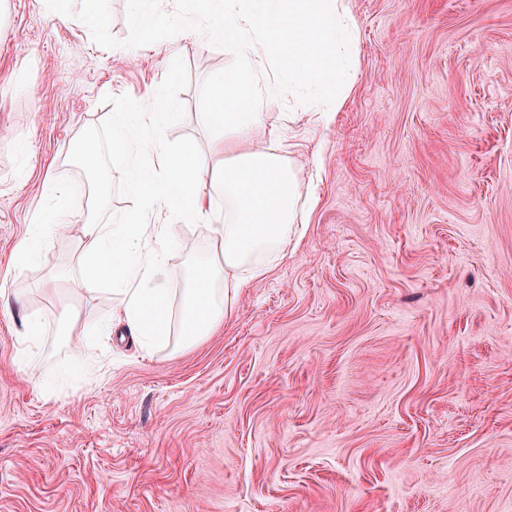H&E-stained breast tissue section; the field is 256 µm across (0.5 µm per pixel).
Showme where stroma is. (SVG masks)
I'll use <instances>...</instances> for the list:
<instances>
[{
	"mask_svg": "<svg viewBox=\"0 0 512 512\" xmlns=\"http://www.w3.org/2000/svg\"><path fill=\"white\" fill-rule=\"evenodd\" d=\"M358 65L336 111L287 80L308 229L203 343L88 336L117 304L80 280V221L128 209L123 159L84 134L149 88L170 142L208 134L206 78L235 51L203 0H0V277L36 211L76 209L15 284L44 334L17 357L0 298V512H512V0H346ZM107 208L91 200L97 177ZM82 321L64 332L58 303ZM95 370L56 386L73 347Z\"/></svg>",
	"mask_w": 512,
	"mask_h": 512,
	"instance_id": "stroma-1",
	"label": "stroma"
}]
</instances>
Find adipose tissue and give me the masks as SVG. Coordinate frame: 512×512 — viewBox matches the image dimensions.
I'll return each instance as SVG.
<instances>
[{
    "label": "adipose tissue",
    "mask_w": 512,
    "mask_h": 512,
    "mask_svg": "<svg viewBox=\"0 0 512 512\" xmlns=\"http://www.w3.org/2000/svg\"><path fill=\"white\" fill-rule=\"evenodd\" d=\"M276 20L288 39L279 52L250 32ZM208 36L235 47L247 44L224 71L211 75L206 92L215 103L200 113L209 131L207 150L188 141L171 144L169 114L157 93L128 112L109 117L110 148L126 163L133 208L111 223L85 221L76 270L87 290L111 285L118 304L102 327L121 326L145 351L175 344L189 348L233 316L243 288L262 279L285 256L304 206L297 166L272 143L258 141L263 124L256 78L263 68L307 89L317 111L341 99L355 66L358 26L344 0H224ZM224 197V221L213 224L204 198ZM37 237L15 247L13 274L23 277L46 263L40 242L66 236L74 226L69 207L52 219L34 214ZM208 226L204 252L196 255L180 292L170 288L168 263L180 224Z\"/></svg>",
    "instance_id": "adipose-tissue-1"
}]
</instances>
